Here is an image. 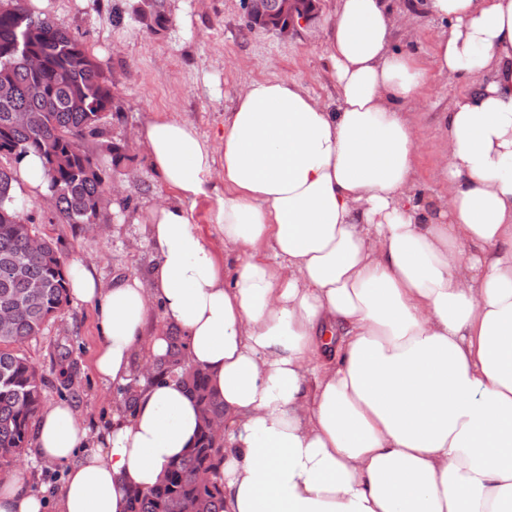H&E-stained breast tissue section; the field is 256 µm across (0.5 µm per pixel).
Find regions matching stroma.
Returning <instances> with one entry per match:
<instances>
[{"label": "stroma", "mask_w": 512, "mask_h": 512, "mask_svg": "<svg viewBox=\"0 0 512 512\" xmlns=\"http://www.w3.org/2000/svg\"><path fill=\"white\" fill-rule=\"evenodd\" d=\"M50 19L83 40L113 83V91L125 110L121 123H105L99 136L84 146L100 157L106 182L117 193H106L104 216L96 233L85 226L58 223L45 197L31 198L36 235L57 241L65 261L80 259L93 265L103 284L121 275L144 274L152 250L138 220L166 191L151 171L138 127L163 115L187 120L201 135L218 139L224 114L245 84L254 79L278 78L300 82L315 98L333 101L336 86L326 67L328 18L337 0H318V13L298 34L280 37L271 31L248 29L242 20L240 0H167L171 25L148 33L136 27L112 23V0H48ZM405 11L413 38L394 32L392 46L432 65L434 40L448 28L433 17L421 0H392ZM464 83L431 79L425 92V143L419 158L424 185L439 179L435 160L443 135L437 123L449 111ZM127 143V157L113 167L104 146ZM131 200L128 209L115 205L116 197ZM101 340L95 308L70 302L46 325L40 336L20 345L19 351L45 377L44 402L72 403L81 421L100 422L119 406L118 395L102 388L92 362ZM70 356L61 359V347Z\"/></svg>", "instance_id": "obj_1"}]
</instances>
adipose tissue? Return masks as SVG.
Returning a JSON list of instances; mask_svg holds the SVG:
<instances>
[{"label":"adipose tissue","mask_w":512,"mask_h":512,"mask_svg":"<svg viewBox=\"0 0 512 512\" xmlns=\"http://www.w3.org/2000/svg\"><path fill=\"white\" fill-rule=\"evenodd\" d=\"M427 8L450 24L433 67L393 50L388 0H338L333 102L256 79L218 142L165 116L137 129L168 192L144 218L149 271L106 288L70 269L98 310L97 378L135 403L93 425L45 409L32 457L65 475L37 489L21 465L0 512H128L129 490L163 480L200 425L152 368L171 325L224 402L223 512H512V0ZM433 73L472 83L440 117L441 186L422 190L406 106ZM11 193L47 195L38 156ZM201 200L233 270L195 227Z\"/></svg>","instance_id":"adipose-tissue-1"}]
</instances>
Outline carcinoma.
<instances>
[{
	"mask_svg": "<svg viewBox=\"0 0 512 512\" xmlns=\"http://www.w3.org/2000/svg\"><path fill=\"white\" fill-rule=\"evenodd\" d=\"M246 27L275 31L288 23L279 0H240ZM131 23L155 33L168 28L165 0H113L112 23ZM31 26L43 31L37 49L45 66L34 71L23 59L24 36ZM0 458H16L27 449L32 423L41 412L45 379L13 346L39 335L69 303L70 273L57 246L42 239L32 246L27 204L10 197L14 164L33 153L43 163L49 195L61 224H90L103 216L105 177L82 140L95 136L107 120L121 119L123 107L112 82L85 45L33 13L28 0H0ZM33 115L29 123L12 121L15 112ZM186 342L178 330L168 336L166 357L155 364L159 376H177L198 401L200 434L193 448L169 466L160 485L129 494L131 512H220L218 469L224 442L215 440L211 423L224 419V403L206 373L187 366ZM213 471L215 478L202 481Z\"/></svg>",
	"mask_w": 512,
	"mask_h": 512,
	"instance_id": "cac0c4a2",
	"label": "carcinoma"
}]
</instances>
